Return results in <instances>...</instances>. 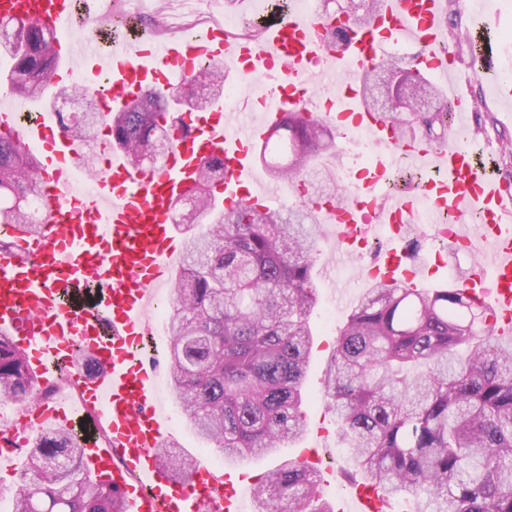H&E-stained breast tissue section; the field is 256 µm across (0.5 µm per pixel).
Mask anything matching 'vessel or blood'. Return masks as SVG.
Here are the masks:
<instances>
[{
  "label": "vessel or blood",
  "mask_w": 512,
  "mask_h": 512,
  "mask_svg": "<svg viewBox=\"0 0 512 512\" xmlns=\"http://www.w3.org/2000/svg\"><path fill=\"white\" fill-rule=\"evenodd\" d=\"M79 11L97 24L110 16L102 0H0V21H30L56 34L59 64L49 84H66L68 63L75 59L91 72L111 74L104 115L129 108L149 90L175 88L205 58L245 83L271 74L279 81L272 100L257 98L252 112L236 120H228L217 105L178 127L160 167L136 170L124 153L108 150L92 171L94 192L83 196L70 191L82 165V146L61 128L55 113H37L23 125L19 115L28 111L29 100L0 104V134L23 148H41L45 182L38 233L0 225V331L34 351L42 384L68 386L51 404L33 405L35 426H67L74 391L105 421L110 442L83 444L87 469L93 478L112 482L131 512H152L158 504L164 512H238L206 467L178 481L163 476L156 448L171 434L157 408V374L135 359L133 348L148 333L149 309L180 269L175 199L196 186L201 164L209 159L224 164V182L214 194L224 208L268 205L284 197V189L258 188L252 147L271 137L285 113L307 109L306 94L313 87L331 91L322 120L339 128L360 127L386 150L347 188L343 200L315 207L322 226L336 238L339 256L354 253L361 225H384L389 246L368 267L367 280L427 286L424 267L400 245L403 232L416 221L412 202L386 194L384 184L393 154L436 169L439 177L426 185V193L435 208L451 216L455 243L482 250L489 261L488 268L472 270L460 286L491 308L498 335H512V184L480 165L471 141L461 135L449 136L441 146L422 137L399 139L391 123L365 107L357 92L360 75L384 60L392 43L414 44L412 68L447 80L453 56L445 46L444 0H384L369 24L347 27L340 52L328 46L335 18L295 10L258 37L225 34L215 22L198 40L174 39L160 47L154 39L139 37L106 55L89 40L68 36ZM478 213L485 223H473ZM86 285L102 287V296L81 301L78 291ZM81 351L93 357V369L72 370ZM351 512H392V504L384 496L361 493Z\"/></svg>",
  "instance_id": "b4317fda"
}]
</instances>
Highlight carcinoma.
Here are the masks:
<instances>
[{
    "label": "carcinoma",
    "mask_w": 512,
    "mask_h": 512,
    "mask_svg": "<svg viewBox=\"0 0 512 512\" xmlns=\"http://www.w3.org/2000/svg\"><path fill=\"white\" fill-rule=\"evenodd\" d=\"M381 4L344 0L341 12L361 25ZM0 40L12 59L10 93L47 100L53 33L18 20L0 23ZM226 80L214 63L190 79L204 90L192 103L181 90L147 92L111 114L110 147L134 167L145 156L150 167L161 166L172 140L169 115L205 111L224 95ZM361 93L402 136L445 141L453 106L408 64L383 60L364 74ZM75 97L82 111L58 113L60 124L83 147H95L102 128L95 99L75 86L54 94L56 101ZM319 156H336L334 128L290 112L259 160L271 181L295 182L297 207L217 211L206 191L224 178V165L214 160L200 169L202 188L182 197L193 201L192 210L176 213L186 250L171 290L170 390L186 423L229 462L275 455L305 432L309 319L318 302L311 202L340 193ZM41 191L37 159L0 134V224L36 230L14 199L31 201ZM44 392L25 349L0 333V402ZM323 399L336 411L338 441L364 485L411 499V512H512V339L496 336L489 310L459 289H367L339 330ZM157 455L174 478L197 467L166 446ZM86 470L72 431L38 437L12 512H127L118 490ZM319 478L296 458L280 459L256 484L257 512H333L316 496Z\"/></svg>",
    "instance_id": "1"
}]
</instances>
